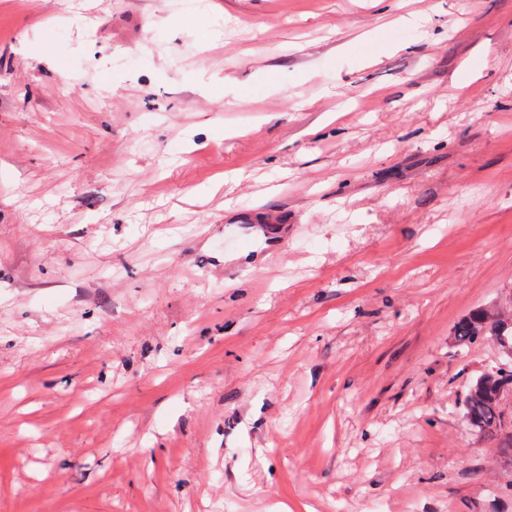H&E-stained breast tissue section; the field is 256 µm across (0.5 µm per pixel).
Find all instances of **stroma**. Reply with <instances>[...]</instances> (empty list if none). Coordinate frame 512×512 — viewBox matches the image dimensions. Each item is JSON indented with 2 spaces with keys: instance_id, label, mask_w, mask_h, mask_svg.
<instances>
[{
  "instance_id": "1",
  "label": "stroma",
  "mask_w": 512,
  "mask_h": 512,
  "mask_svg": "<svg viewBox=\"0 0 512 512\" xmlns=\"http://www.w3.org/2000/svg\"><path fill=\"white\" fill-rule=\"evenodd\" d=\"M510 286L512 0H0V512H512ZM449 336L448 346L462 355L485 341L496 345L499 362L469 380L459 415L475 436L498 441L499 463L512 473V413L510 421L505 414L512 399V289L461 317Z\"/></svg>"
}]
</instances>
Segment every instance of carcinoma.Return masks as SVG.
Masks as SVG:
<instances>
[{
	"instance_id": "cac0c4a2",
	"label": "carcinoma",
	"mask_w": 512,
	"mask_h": 512,
	"mask_svg": "<svg viewBox=\"0 0 512 512\" xmlns=\"http://www.w3.org/2000/svg\"><path fill=\"white\" fill-rule=\"evenodd\" d=\"M485 341L496 345L499 362L469 380L459 415L475 436L498 441L499 463L512 472V420L505 414L512 400V290L461 317L448 346L465 355Z\"/></svg>"
}]
</instances>
